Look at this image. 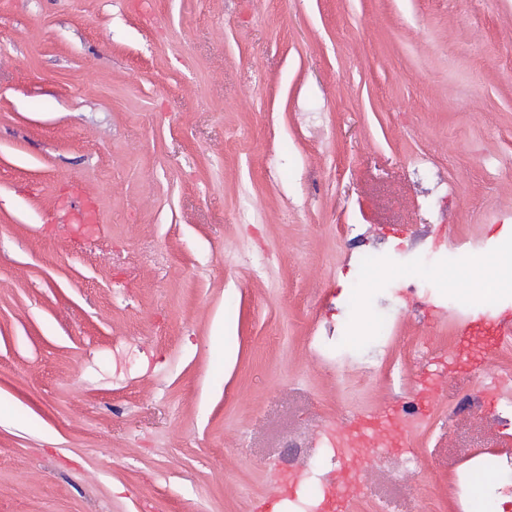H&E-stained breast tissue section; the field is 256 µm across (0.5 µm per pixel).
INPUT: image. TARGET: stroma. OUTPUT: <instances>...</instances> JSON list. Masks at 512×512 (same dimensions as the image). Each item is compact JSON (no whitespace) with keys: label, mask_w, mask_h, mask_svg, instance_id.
<instances>
[{"label":"stroma","mask_w":512,"mask_h":512,"mask_svg":"<svg viewBox=\"0 0 512 512\" xmlns=\"http://www.w3.org/2000/svg\"><path fill=\"white\" fill-rule=\"evenodd\" d=\"M510 166L512 0H0V512H460L512 346L454 305L512 292L438 273ZM454 335L460 343L482 342L479 365L489 363L506 338L512 342V319L487 320L484 316L470 314L459 318L454 323ZM486 458L479 466L475 469L468 471L462 479H457L453 484L448 486V495L454 497L457 501H464V494L466 488L472 479L473 472L484 466H492L497 469L507 470L512 466L511 457L498 456Z\"/></svg>","instance_id":"stroma-1"}]
</instances>
